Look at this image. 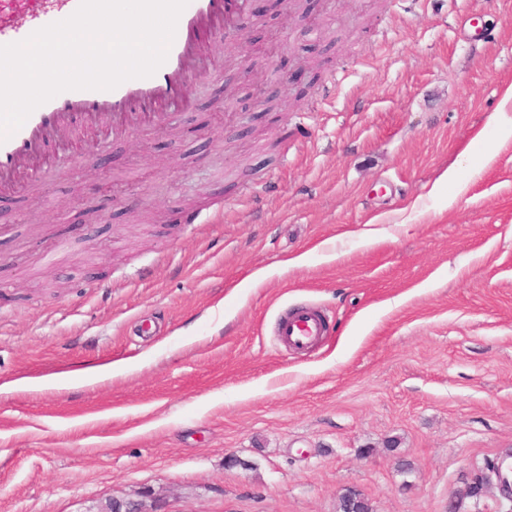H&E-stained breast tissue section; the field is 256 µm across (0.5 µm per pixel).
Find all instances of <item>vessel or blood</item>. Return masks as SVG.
Masks as SVG:
<instances>
[{
    "mask_svg": "<svg viewBox=\"0 0 512 512\" xmlns=\"http://www.w3.org/2000/svg\"><path fill=\"white\" fill-rule=\"evenodd\" d=\"M79 0H44V9L23 31L0 28V45L19 42L72 15ZM245 0H189L181 13L165 63L148 78L130 79L112 90H70L39 106L23 126L0 142V193L29 186L43 158V147L69 128L74 114L93 131L103 125L124 131L170 120L184 103L190 82L208 72V32L237 30ZM325 323L308 311L287 314L280 322L285 343L304 347L322 336Z\"/></svg>",
    "mask_w": 512,
    "mask_h": 512,
    "instance_id": "b4317fda",
    "label": "vessel or blood"
}]
</instances>
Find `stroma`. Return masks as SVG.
Segmentation results:
<instances>
[{
  "instance_id": "1",
  "label": "stroma",
  "mask_w": 512,
  "mask_h": 512,
  "mask_svg": "<svg viewBox=\"0 0 512 512\" xmlns=\"http://www.w3.org/2000/svg\"><path fill=\"white\" fill-rule=\"evenodd\" d=\"M251 10L233 82L302 108L250 100L243 128L209 79L0 194V512H507L468 485L512 449V0ZM304 306L322 340L279 346Z\"/></svg>"
}]
</instances>
